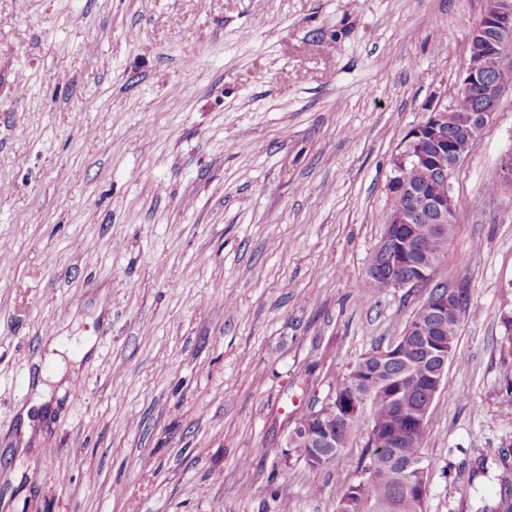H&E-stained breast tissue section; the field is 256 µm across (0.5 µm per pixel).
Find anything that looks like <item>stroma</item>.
I'll list each match as a JSON object with an SVG mask.
<instances>
[{
    "instance_id": "35a3bbf8",
    "label": "stroma",
    "mask_w": 512,
    "mask_h": 512,
    "mask_svg": "<svg viewBox=\"0 0 512 512\" xmlns=\"http://www.w3.org/2000/svg\"><path fill=\"white\" fill-rule=\"evenodd\" d=\"M487 0H0V512H336L366 441L290 459L427 289L368 297L389 161ZM512 94L452 180L471 302L427 418L425 512L512 452ZM94 344L67 383L50 343ZM49 401L24 436L42 376ZM81 397H74V387Z\"/></svg>"
}]
</instances>
